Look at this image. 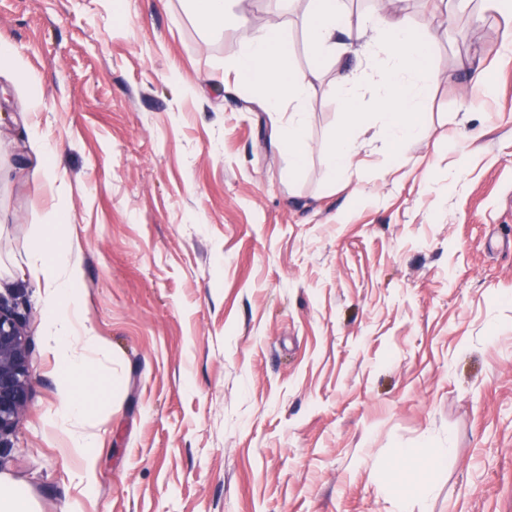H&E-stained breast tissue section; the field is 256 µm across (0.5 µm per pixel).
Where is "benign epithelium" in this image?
Returning a JSON list of instances; mask_svg holds the SVG:
<instances>
[{
  "mask_svg": "<svg viewBox=\"0 0 512 512\" xmlns=\"http://www.w3.org/2000/svg\"><path fill=\"white\" fill-rule=\"evenodd\" d=\"M30 347L21 314L0 295V447L7 446L29 401Z\"/></svg>",
  "mask_w": 512,
  "mask_h": 512,
  "instance_id": "7a95c632",
  "label": "benign epithelium"
}]
</instances>
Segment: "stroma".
Instances as JSON below:
<instances>
[{"instance_id":"35a3bbf8","label":"stroma","mask_w":512,"mask_h":512,"mask_svg":"<svg viewBox=\"0 0 512 512\" xmlns=\"http://www.w3.org/2000/svg\"><path fill=\"white\" fill-rule=\"evenodd\" d=\"M0 0V293L30 336L31 396L0 478L39 512H512V58L506 20L417 0L440 80L424 134L391 165L377 131L324 178L343 118L316 70L296 178L277 120L216 78L233 21L184 0ZM315 69L306 0H241ZM493 95L465 90L467 65ZM38 83L29 112L24 80ZM57 148L46 182L27 144ZM68 215L85 318L115 406L89 418L94 475L52 426L58 364L28 273L41 224ZM447 461L431 467L433 457ZM239 0H186L188 10L207 28H222Z\"/></svg>"}]
</instances>
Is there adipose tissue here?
Wrapping results in <instances>:
<instances>
[{"label": "adipose tissue", "mask_w": 512, "mask_h": 512, "mask_svg": "<svg viewBox=\"0 0 512 512\" xmlns=\"http://www.w3.org/2000/svg\"><path fill=\"white\" fill-rule=\"evenodd\" d=\"M373 18L353 17L346 0H308V45L318 65L335 64L343 119L326 153L328 182L343 178L356 164L358 137L369 127L360 103L364 75L359 61L378 62L374 107L384 137L404 150L420 136L419 112L439 75L430 63V48L420 30L399 17L394 0H379ZM239 52L224 63L225 76L254 92L267 112H287L279 142L288 157V173L296 175L309 152L306 136L307 102L312 82L294 64L287 36L276 29L256 27L239 19ZM62 220L43 225L29 261L30 277L43 293L45 338L57 356L59 404L54 426L66 433L85 469H92L98 451L93 435L81 431L90 413L93 395L102 381L95 372L100 342L83 316L78 294L81 268L72 244L62 240Z\"/></svg>", "instance_id": "adipose-tissue-1"}]
</instances>
